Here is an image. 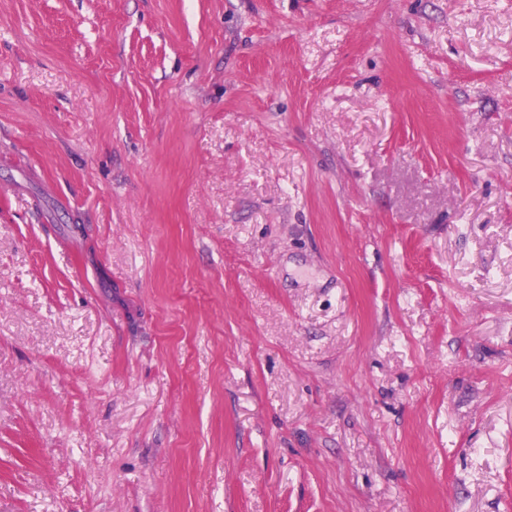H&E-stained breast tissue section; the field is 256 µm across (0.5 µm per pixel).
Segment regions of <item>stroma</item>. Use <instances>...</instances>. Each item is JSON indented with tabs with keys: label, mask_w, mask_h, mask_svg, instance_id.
I'll list each match as a JSON object with an SVG mask.
<instances>
[{
	"label": "stroma",
	"mask_w": 512,
	"mask_h": 512,
	"mask_svg": "<svg viewBox=\"0 0 512 512\" xmlns=\"http://www.w3.org/2000/svg\"><path fill=\"white\" fill-rule=\"evenodd\" d=\"M0 512H512V0H0Z\"/></svg>",
	"instance_id": "35a3bbf8"
}]
</instances>
